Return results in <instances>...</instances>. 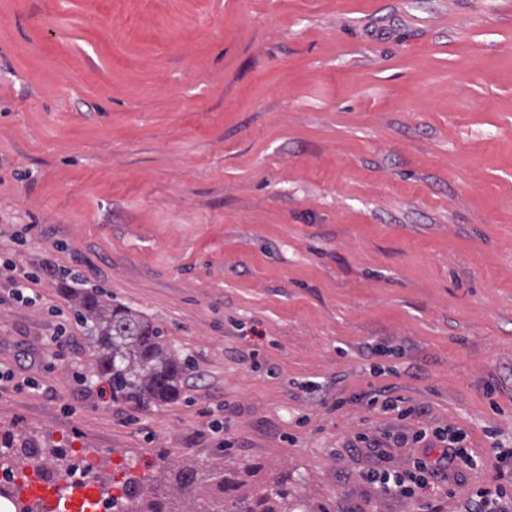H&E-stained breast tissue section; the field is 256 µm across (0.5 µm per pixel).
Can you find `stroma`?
<instances>
[{"label":"stroma","instance_id":"stroma-1","mask_svg":"<svg viewBox=\"0 0 512 512\" xmlns=\"http://www.w3.org/2000/svg\"><path fill=\"white\" fill-rule=\"evenodd\" d=\"M92 291L188 360L176 400L113 399ZM384 387L468 434L442 512L512 482V0H0V445L431 512L369 480L420 454Z\"/></svg>","mask_w":512,"mask_h":512}]
</instances>
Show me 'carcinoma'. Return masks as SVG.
Returning a JSON list of instances; mask_svg holds the SVG:
<instances>
[{"label": "carcinoma", "instance_id": "obj_1", "mask_svg": "<svg viewBox=\"0 0 512 512\" xmlns=\"http://www.w3.org/2000/svg\"><path fill=\"white\" fill-rule=\"evenodd\" d=\"M75 315L89 329L96 372L107 379L112 396L134 401L177 397L188 363L144 314L91 292L77 298ZM253 470L246 464L212 469L184 465L164 475L166 489L151 486L144 496L128 487L122 498H112V508L117 512H292L288 475L278 477L270 488L245 491L242 474ZM202 481V506L181 503V496Z\"/></svg>", "mask_w": 512, "mask_h": 512}]
</instances>
